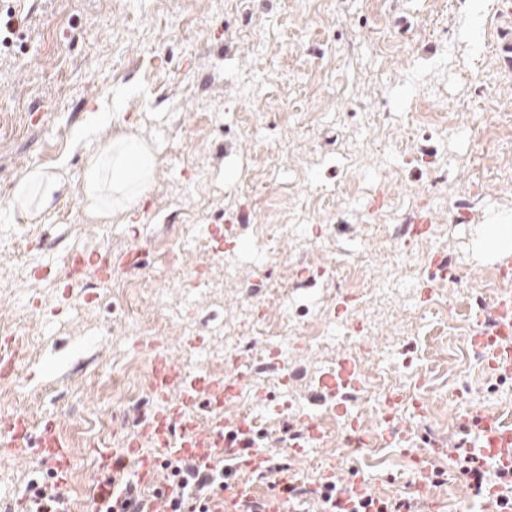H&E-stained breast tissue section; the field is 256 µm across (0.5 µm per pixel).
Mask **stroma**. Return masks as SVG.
I'll return each mask as SVG.
<instances>
[{
	"label": "stroma",
	"instance_id": "35a3bbf8",
	"mask_svg": "<svg viewBox=\"0 0 512 512\" xmlns=\"http://www.w3.org/2000/svg\"><path fill=\"white\" fill-rule=\"evenodd\" d=\"M496 2L0 0V15L23 18L0 49V326L23 338L25 387L5 405L36 426L62 416L74 502L93 446L121 447L149 396L111 282L68 287L72 252L140 244L151 279L137 316L191 375L222 373L225 343L240 342L268 440L319 414L324 445L281 457L307 512L329 457L368 473L381 498L404 497L410 478L396 446L343 447L340 400L321 384L343 356L367 385L349 401L362 430L387 391L425 401L410 423L419 438L459 440L457 413L472 406L512 418V379L484 369L467 328L500 287L482 228L512 219V66L489 24ZM96 102L119 118L88 134ZM127 131L156 155L148 197L137 216L92 220L86 159ZM32 167L59 175L61 191L45 208L10 205ZM423 212L431 224L391 245L388 227ZM259 224L289 225L275 254ZM439 252L456 289L431 262ZM184 267L204 271L198 286H173ZM256 278L260 316L247 323ZM289 306L315 341L289 346L283 371L269 345ZM436 465L440 512H482L452 462Z\"/></svg>",
	"mask_w": 512,
	"mask_h": 512
}]
</instances>
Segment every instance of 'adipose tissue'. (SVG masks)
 Listing matches in <instances>:
<instances>
[{
	"mask_svg": "<svg viewBox=\"0 0 512 512\" xmlns=\"http://www.w3.org/2000/svg\"><path fill=\"white\" fill-rule=\"evenodd\" d=\"M156 166L152 149L134 136L112 139L107 148L88 156L84 189L88 215L108 218L115 210L133 209L149 190ZM61 185L41 168L27 170L13 187V204L27 207L33 201L48 205Z\"/></svg>",
	"mask_w": 512,
	"mask_h": 512,
	"instance_id": "1",
	"label": "adipose tissue"
}]
</instances>
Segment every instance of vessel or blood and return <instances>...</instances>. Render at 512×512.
I'll use <instances>...</instances> for the list:
<instances>
[{
    "label": "vessel or blood",
    "instance_id": "1",
    "mask_svg": "<svg viewBox=\"0 0 512 512\" xmlns=\"http://www.w3.org/2000/svg\"><path fill=\"white\" fill-rule=\"evenodd\" d=\"M67 266L72 285H80L89 273H102L99 259L81 254H70ZM504 286L492 299L488 311L477 314L470 325L471 345L487 368L500 373H512V259L503 258L499 265ZM23 359L11 341L0 342V375L19 377ZM250 374L246 362L235 364L220 381L208 378L206 373L187 374L161 349H154L147 360V384L152 395V408L138 422L136 439L125 447L96 451L97 471L89 477L92 494L102 499L116 496V485L107 484L102 476L117 471L122 458L135 456L133 472L138 485L149 501L147 512H169L167 505L172 493L158 459L159 454L187 461L195 466L216 469L220 462L232 464L240 476L221 488L211 498V512H239L246 502L262 500L264 512H286L287 479L266 470L265 465L278 455V446L247 449L252 435V413L238 415L235 425L224 419V404ZM325 385L330 392L355 390L358 375L354 366L345 365L339 375L327 376ZM180 389L178 401H171L172 389ZM401 394L388 395L382 402L380 415L384 429L383 439L409 441L411 429L405 423L401 409ZM464 424L473 430L472 437L463 444L465 453L478 462L489 461L503 471L512 470V422L499 414L468 412L461 416ZM303 433L297 447L320 444L324 433L318 415L308 414L302 420ZM36 456L46 466L62 494L72 491L74 454L63 437L57 418L47 419L40 428H33L20 410L0 412V461L19 460ZM433 449L415 448L411 451V488L409 500L420 512H434ZM324 481L341 483V506L350 512L356 498L369 495L368 481L358 471L341 475L336 464H329Z\"/></svg>",
    "mask_w": 512,
    "mask_h": 512
}]
</instances>
